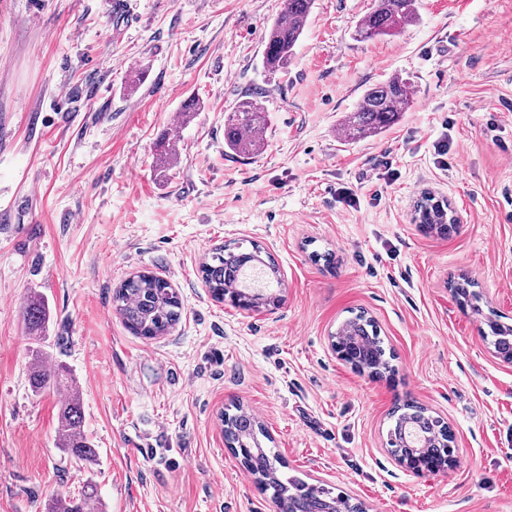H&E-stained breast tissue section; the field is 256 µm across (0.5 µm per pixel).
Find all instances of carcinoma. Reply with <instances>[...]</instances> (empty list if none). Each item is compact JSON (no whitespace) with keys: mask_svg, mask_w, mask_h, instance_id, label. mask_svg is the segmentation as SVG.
Segmentation results:
<instances>
[{"mask_svg":"<svg viewBox=\"0 0 512 512\" xmlns=\"http://www.w3.org/2000/svg\"><path fill=\"white\" fill-rule=\"evenodd\" d=\"M314 0H285L284 6L269 25L264 41L262 63L269 72L285 68L295 56L296 48L304 34L307 20L312 13ZM417 16V0H377L375 9L368 13L356 27V36L369 40L411 23ZM412 96L411 82L394 75L368 87L359 103L347 112L340 126L349 140L376 137L395 125L408 110ZM267 116L259 105L258 95L253 93L240 100L232 111L224 116V146L231 152L249 157L261 153L266 145ZM156 164L161 171L173 166L176 150L170 140L163 139L158 146ZM421 221L429 226H447L441 210L426 198L417 203ZM254 270L261 275L263 288H272L279 282L273 263H265L259 247L251 252H236L231 248L219 250L211 261L203 263L201 272L212 295L218 299L229 296L232 303L244 307H256L261 303H273L274 296L244 284L242 274ZM113 302L126 327L137 336L155 338L166 334L180 319L181 304L169 282L150 273H140L127 278L113 294ZM22 316L36 345L29 368L30 385L36 392L45 390L67 391L58 407V449L72 455L86 468L92 467L98 457L97 449L83 434L84 412L80 392L66 367L58 364L48 370L43 366L44 353L41 344L43 332L49 322L48 303L39 295H32L22 306ZM353 331L354 343L337 347L342 357L356 368L381 370L388 368L381 341L374 334L373 325L360 314L343 324ZM492 344L497 351L509 349L512 342V326L494 324ZM404 422L439 431L441 420L427 413L426 409L408 403L389 430L388 441L394 456H400L396 442L399 426ZM254 419L244 412L224 416V440L234 454L256 476L263 491L272 496L281 512H332L336 500L320 487L306 483L297 477L283 476L262 447ZM46 512H104L103 501L92 478L84 482L77 499L56 497L49 501Z\"/></svg>","mask_w":512,"mask_h":512,"instance_id":"obj_1","label":"carcinoma"}]
</instances>
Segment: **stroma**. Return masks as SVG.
<instances>
[{
    "mask_svg": "<svg viewBox=\"0 0 512 512\" xmlns=\"http://www.w3.org/2000/svg\"><path fill=\"white\" fill-rule=\"evenodd\" d=\"M284 0H0V512H45L93 478L107 512H277L224 443L241 407L277 467L365 512H512V364L489 324L512 325V0H419V18L362 41L375 0H315L286 69L261 65ZM412 103L379 137L343 115L392 75ZM139 76L137 88L127 80ZM257 92L264 151L224 146V114ZM201 109L173 124L183 103ZM176 142L167 174L156 142ZM450 234L414 221L423 194ZM276 262L279 306L214 299L202 262L228 244ZM167 280L181 318L131 334L113 293ZM470 282L478 309L460 305ZM42 349L83 399L92 470L57 447L60 394L29 384L31 294ZM374 320L388 370L333 348ZM417 402L455 436L451 467L417 473L387 446Z\"/></svg>",
    "mask_w": 512,
    "mask_h": 512,
    "instance_id": "35a3bbf8",
    "label": "stroma"
}]
</instances>
